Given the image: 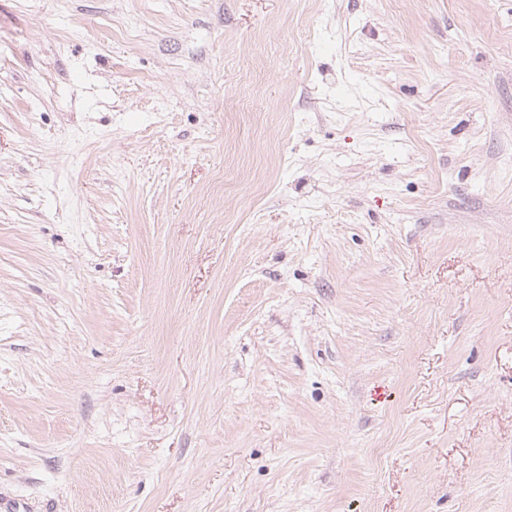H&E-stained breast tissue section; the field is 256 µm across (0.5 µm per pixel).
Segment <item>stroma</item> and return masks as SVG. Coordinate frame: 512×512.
Listing matches in <instances>:
<instances>
[{
    "label": "stroma",
    "mask_w": 512,
    "mask_h": 512,
    "mask_svg": "<svg viewBox=\"0 0 512 512\" xmlns=\"http://www.w3.org/2000/svg\"><path fill=\"white\" fill-rule=\"evenodd\" d=\"M0 495L512 512V0H0Z\"/></svg>",
    "instance_id": "1"
}]
</instances>
